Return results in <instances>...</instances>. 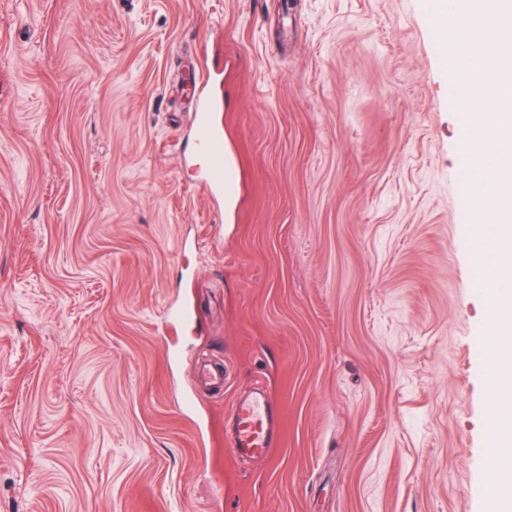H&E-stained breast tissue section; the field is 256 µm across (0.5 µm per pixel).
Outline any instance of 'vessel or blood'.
<instances>
[{
    "label": "vessel or blood",
    "instance_id": "obj_1",
    "mask_svg": "<svg viewBox=\"0 0 512 512\" xmlns=\"http://www.w3.org/2000/svg\"><path fill=\"white\" fill-rule=\"evenodd\" d=\"M216 110L217 102L213 97L205 93L199 95L193 113V123L197 132L196 143L211 154H219L224 150L223 134L212 119ZM203 187L211 198L233 199L235 182L232 163H225L223 168L209 171L203 181ZM233 412L239 428L229 445L231 454L264 457L276 440L266 400L254 399L235 403Z\"/></svg>",
    "mask_w": 512,
    "mask_h": 512
}]
</instances>
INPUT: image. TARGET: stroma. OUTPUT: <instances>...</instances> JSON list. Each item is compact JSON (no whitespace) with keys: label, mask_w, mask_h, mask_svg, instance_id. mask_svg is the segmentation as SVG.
I'll return each instance as SVG.
<instances>
[{"label":"stroma","mask_w":512,"mask_h":512,"mask_svg":"<svg viewBox=\"0 0 512 512\" xmlns=\"http://www.w3.org/2000/svg\"><path fill=\"white\" fill-rule=\"evenodd\" d=\"M434 2L0 0V512H487L486 262ZM257 390L279 444L231 458ZM216 100L208 94L201 93L196 101L193 124L197 132L196 145L209 154L224 152L223 133L213 123V113L217 111ZM233 165L229 157H225L224 169L210 170L203 180V187L213 199L233 200L235 182L233 178Z\"/></svg>","instance_id":"35a3bbf8"}]
</instances>
